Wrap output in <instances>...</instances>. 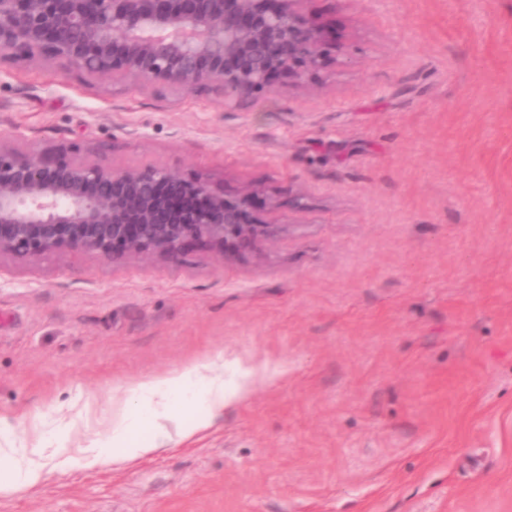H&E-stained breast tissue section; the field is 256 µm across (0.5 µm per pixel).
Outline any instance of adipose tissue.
Returning a JSON list of instances; mask_svg holds the SVG:
<instances>
[{
  "label": "adipose tissue",
  "mask_w": 512,
  "mask_h": 512,
  "mask_svg": "<svg viewBox=\"0 0 512 512\" xmlns=\"http://www.w3.org/2000/svg\"><path fill=\"white\" fill-rule=\"evenodd\" d=\"M197 394L209 417L223 414L229 398L224 389L223 375L203 380L200 368L190 365L166 377H156L128 387L124 400L111 414L112 439L123 443L122 453L113 454L104 442L86 440L78 449H70L60 437L37 429L28 445L20 448H0V467L7 472L0 479V493L18 492L41 483L46 466L66 469L105 467L125 464L152 454L153 446L130 441L129 435L142 418L160 422L172 417L177 392Z\"/></svg>",
  "instance_id": "adipose-tissue-1"
}]
</instances>
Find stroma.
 I'll return each instance as SVG.
<instances>
[{
	"mask_svg": "<svg viewBox=\"0 0 512 512\" xmlns=\"http://www.w3.org/2000/svg\"><path fill=\"white\" fill-rule=\"evenodd\" d=\"M308 88L241 108L60 65L0 79L23 153L201 175L281 230L221 259H0V445L69 446L129 385L191 363L241 397L177 402L153 455L47 469L0 512H512V0H307Z\"/></svg>",
	"mask_w": 512,
	"mask_h": 512,
	"instance_id": "obj_1",
	"label": "stroma"
}]
</instances>
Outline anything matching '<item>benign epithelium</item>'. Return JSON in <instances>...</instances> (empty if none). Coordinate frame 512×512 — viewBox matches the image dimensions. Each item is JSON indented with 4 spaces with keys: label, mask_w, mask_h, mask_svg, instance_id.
<instances>
[{
    "label": "benign epithelium",
    "mask_w": 512,
    "mask_h": 512,
    "mask_svg": "<svg viewBox=\"0 0 512 512\" xmlns=\"http://www.w3.org/2000/svg\"><path fill=\"white\" fill-rule=\"evenodd\" d=\"M307 0H0V56L60 62L90 80L192 91L209 86L236 107L276 80L307 84L324 30ZM15 127L0 136V258L32 264L80 251L114 263L179 260L206 240L224 258L275 237L257 224L254 193L228 200L203 176L158 166L116 170L93 154H22Z\"/></svg>",
    "instance_id": "1"
}]
</instances>
